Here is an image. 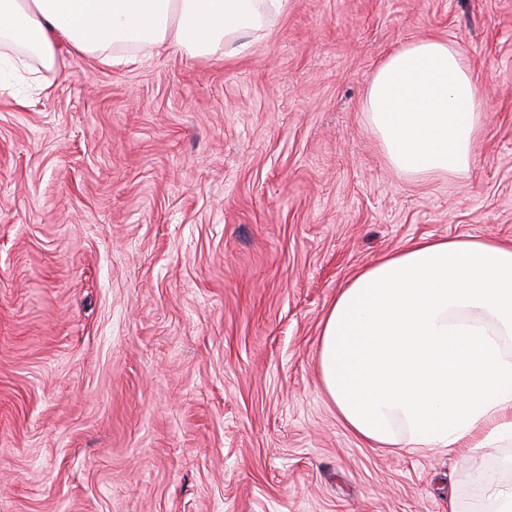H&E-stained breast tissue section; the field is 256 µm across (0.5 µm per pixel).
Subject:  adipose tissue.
<instances>
[{
	"instance_id": "ef3b65f1",
	"label": "adipose tissue",
	"mask_w": 512,
	"mask_h": 512,
	"mask_svg": "<svg viewBox=\"0 0 512 512\" xmlns=\"http://www.w3.org/2000/svg\"><path fill=\"white\" fill-rule=\"evenodd\" d=\"M288 0H0V43L45 64L59 48L111 65L178 47L236 57ZM366 110L390 165L409 177L467 174L485 99L472 66L437 40L391 52ZM323 390L375 448L448 452L512 437V244L423 238L360 269L330 304Z\"/></svg>"
}]
</instances>
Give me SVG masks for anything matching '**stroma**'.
<instances>
[{"instance_id": "35a3bbf8", "label": "stroma", "mask_w": 512, "mask_h": 512, "mask_svg": "<svg viewBox=\"0 0 512 512\" xmlns=\"http://www.w3.org/2000/svg\"><path fill=\"white\" fill-rule=\"evenodd\" d=\"M424 38L486 99L464 176L396 172L364 108ZM39 76L0 90V512H490L512 439L370 447L317 350L361 267L512 241V0H289L229 61Z\"/></svg>"}]
</instances>
